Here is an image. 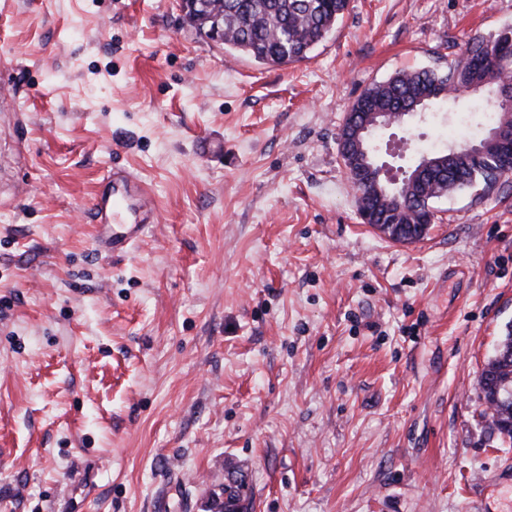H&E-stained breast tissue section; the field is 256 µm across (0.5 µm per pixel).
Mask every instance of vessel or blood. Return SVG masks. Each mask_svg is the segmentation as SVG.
<instances>
[{"label":"vessel or blood","mask_w":512,"mask_h":512,"mask_svg":"<svg viewBox=\"0 0 512 512\" xmlns=\"http://www.w3.org/2000/svg\"><path fill=\"white\" fill-rule=\"evenodd\" d=\"M89 207L97 219L98 248L115 255L127 253L157 217L147 189L125 169L103 175Z\"/></svg>","instance_id":"1"}]
</instances>
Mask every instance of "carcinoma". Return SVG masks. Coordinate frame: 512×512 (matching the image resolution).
I'll return each instance as SVG.
<instances>
[{"label": "carcinoma", "instance_id": "obj_1", "mask_svg": "<svg viewBox=\"0 0 512 512\" xmlns=\"http://www.w3.org/2000/svg\"><path fill=\"white\" fill-rule=\"evenodd\" d=\"M224 48L244 55L258 64L281 66L309 58L350 6V0H223ZM512 29L493 39L474 44L445 71L398 72L388 80L367 88L349 107L345 126L362 119L364 112H411L418 95L435 88L460 93L484 78L495 84L512 85ZM512 174V152L485 147L483 154L461 153L448 170L437 171L415 191L386 202L360 187L365 206L377 210L378 222L392 225L418 224L427 215L425 200L454 193L481 179L493 184ZM480 418L489 435L499 444L512 445V327L498 345V354L484 365L479 378ZM235 484L222 489L224 512H249L243 505L248 482L242 473Z\"/></svg>", "mask_w": 512, "mask_h": 512}]
</instances>
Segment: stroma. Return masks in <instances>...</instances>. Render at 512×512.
<instances>
[{
	"label": "stroma",
	"instance_id": "1",
	"mask_svg": "<svg viewBox=\"0 0 512 512\" xmlns=\"http://www.w3.org/2000/svg\"><path fill=\"white\" fill-rule=\"evenodd\" d=\"M512 28V0H351L306 60L225 50L178 0L0 12V512H512L478 377L512 324V175L416 243L358 217L346 111ZM480 97L380 134L477 140ZM132 170L159 219L128 253L89 199ZM231 473L233 476L235 485L224 486L222 489L223 494L226 495L224 497V511L223 512H244L250 511L252 508L250 501L247 502V505L243 506V501H245L248 497V482L246 480V476L243 473ZM229 488V491H228ZM251 505V506H250Z\"/></svg>",
	"mask_w": 512,
	"mask_h": 512
}]
</instances>
